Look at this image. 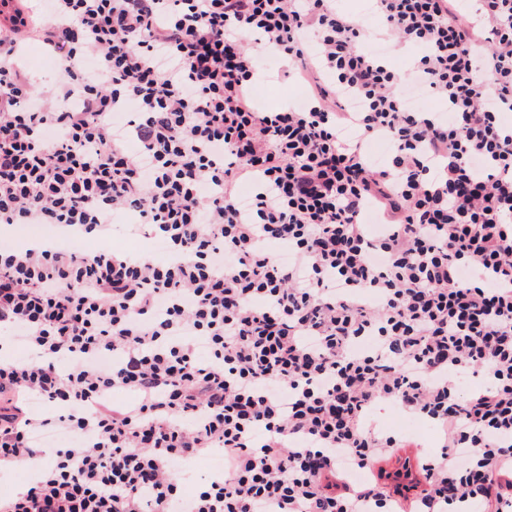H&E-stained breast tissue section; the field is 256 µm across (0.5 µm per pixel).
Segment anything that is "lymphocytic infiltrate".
I'll return each instance as SVG.
<instances>
[{"mask_svg":"<svg viewBox=\"0 0 512 512\" xmlns=\"http://www.w3.org/2000/svg\"><path fill=\"white\" fill-rule=\"evenodd\" d=\"M48 2L53 84L0 33V224L63 238L0 246V512H396L338 468L404 447L382 404L443 436L410 512H512V0ZM262 53L302 103L256 107ZM125 215L166 261L108 247Z\"/></svg>","mask_w":512,"mask_h":512,"instance_id":"f902f5d3","label":"lymphocytic infiltrate"}]
</instances>
